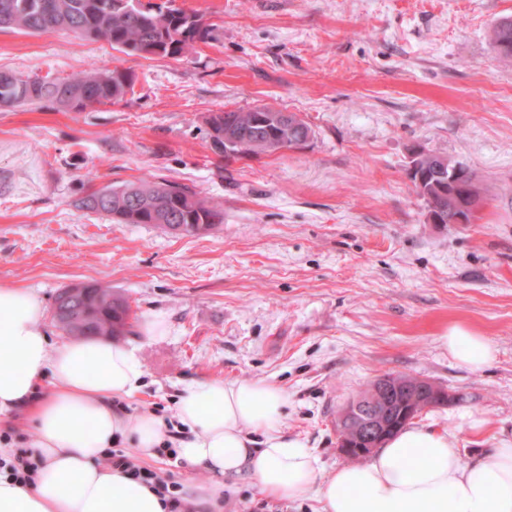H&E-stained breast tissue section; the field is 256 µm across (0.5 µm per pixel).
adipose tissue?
<instances>
[{
    "label": "adipose tissue",
    "mask_w": 512,
    "mask_h": 512,
    "mask_svg": "<svg viewBox=\"0 0 512 512\" xmlns=\"http://www.w3.org/2000/svg\"><path fill=\"white\" fill-rule=\"evenodd\" d=\"M42 305L28 288L0 284V414L29 411L43 462L34 482L0 475V512H164L157 494L122 470L103 466L107 448L131 441L143 458L170 439L152 411L113 409L138 395L145 370L126 343L88 337L52 346ZM456 363L472 370L495 358L491 340L454 325L439 336ZM51 387L34 394L44 377ZM286 392L264 382L213 379L186 385L177 401L178 455L210 472L188 499L210 512L227 482L253 481L291 503L316 499L321 512H512V439L467 460L456 434L411 426L365 462L325 472L282 431Z\"/></svg>",
    "instance_id": "adipose-tissue-1"
}]
</instances>
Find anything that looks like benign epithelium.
<instances>
[{
  "mask_svg": "<svg viewBox=\"0 0 512 512\" xmlns=\"http://www.w3.org/2000/svg\"><path fill=\"white\" fill-rule=\"evenodd\" d=\"M427 152L415 153L408 175L412 183L419 186L431 176L441 185L448 187L450 212L441 208L428 210L432 224H470L480 204L476 194V179L473 172L458 163L440 161L428 174L421 165ZM449 398L448 392L433 382L419 377L403 378L397 374L384 375L369 385V393L362 407L355 410L350 422H345L350 414L351 404H346L339 413L337 438L340 452L347 456L365 459L380 447L387 433L397 427V423L411 421L419 414L435 406L439 400Z\"/></svg>",
  "mask_w": 512,
  "mask_h": 512,
  "instance_id": "benign-epithelium-1",
  "label": "benign epithelium"
}]
</instances>
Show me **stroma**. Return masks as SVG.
Masks as SVG:
<instances>
[{"instance_id":"obj_1","label":"stroma","mask_w":512,"mask_h":512,"mask_svg":"<svg viewBox=\"0 0 512 512\" xmlns=\"http://www.w3.org/2000/svg\"><path fill=\"white\" fill-rule=\"evenodd\" d=\"M205 15L183 56L128 55L64 30L0 31V71L68 77L119 70L133 90L69 112L0 107V284L34 289L52 345L64 288L124 294L125 335L146 376L118 401L174 418L191 382H265L288 394L284 429L326 472L339 410L386 374L444 388L420 424L454 432L466 456L512 438V60L490 35L512 0H176ZM268 106L311 128L296 149L225 161L209 117ZM425 149L468 166L471 224H432L408 177ZM166 179L220 203L201 236L118 224L79 208L92 191ZM164 314L166 337L144 326ZM460 324L496 355L473 371L438 336ZM485 423L473 433L470 419ZM247 479L222 512H314Z\"/></svg>"}]
</instances>
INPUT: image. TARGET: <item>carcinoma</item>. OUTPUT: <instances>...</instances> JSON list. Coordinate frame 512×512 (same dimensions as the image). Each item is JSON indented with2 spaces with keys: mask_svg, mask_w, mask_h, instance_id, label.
Wrapping results in <instances>:
<instances>
[{
  "mask_svg": "<svg viewBox=\"0 0 512 512\" xmlns=\"http://www.w3.org/2000/svg\"><path fill=\"white\" fill-rule=\"evenodd\" d=\"M175 0L141 3L131 0H0V29L34 33L61 29L89 39H102L128 55L180 56L194 42L206 39L211 29L203 16L174 6ZM497 54L512 58V19L505 18L493 29ZM132 81L128 74L113 70L76 74L67 78L22 76L0 71V106L45 103L74 112L122 100ZM281 111L257 107L236 113L235 128L246 139L248 152H274L284 138L288 142L310 137L303 121L286 126ZM211 148L231 158L235 149L224 144V113L209 119ZM81 207L103 212L122 224H153L182 235L208 234L224 223V209L200 199L186 187L165 180L129 183L104 188L84 197ZM61 290L54 318L66 335L74 338L112 339L129 327L127 299L101 283H86L74 302H62Z\"/></svg>",
  "mask_w": 512,
  "mask_h": 512,
  "instance_id": "obj_1",
  "label": "carcinoma"
}]
</instances>
